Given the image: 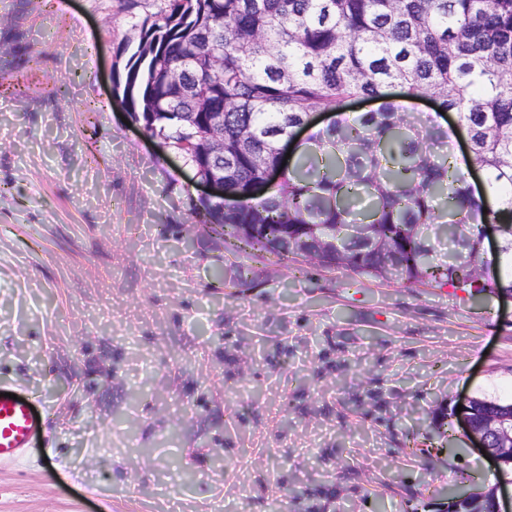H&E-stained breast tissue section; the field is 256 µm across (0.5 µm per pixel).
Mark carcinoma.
I'll list each match as a JSON object with an SVG mask.
<instances>
[{
  "label": "carcinoma",
  "instance_id": "cac0c4a2",
  "mask_svg": "<svg viewBox=\"0 0 512 512\" xmlns=\"http://www.w3.org/2000/svg\"><path fill=\"white\" fill-rule=\"evenodd\" d=\"M123 47L115 98L165 147L201 162L204 112L224 113V193L203 223L250 247L341 269L352 279L468 294L512 292V0H162ZM223 61L212 68V59ZM180 72L172 83L168 73ZM432 97L465 131L485 197L450 161L448 131L388 100ZM352 98L374 112L340 111ZM313 112L334 122L297 146L271 194L260 165ZM368 201L364 209L359 207ZM497 226V277L480 272L484 227ZM512 400L475 397L480 425ZM477 494L457 512H485Z\"/></svg>",
  "mask_w": 512,
  "mask_h": 512
}]
</instances>
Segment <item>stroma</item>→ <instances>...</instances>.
Segmentation results:
<instances>
[{
  "label": "stroma",
  "instance_id": "1",
  "mask_svg": "<svg viewBox=\"0 0 512 512\" xmlns=\"http://www.w3.org/2000/svg\"><path fill=\"white\" fill-rule=\"evenodd\" d=\"M55 3L0 0V385L38 420L0 512H445L495 484L442 412L512 398V298L225 244L112 102L161 0Z\"/></svg>",
  "mask_w": 512,
  "mask_h": 512
}]
</instances>
